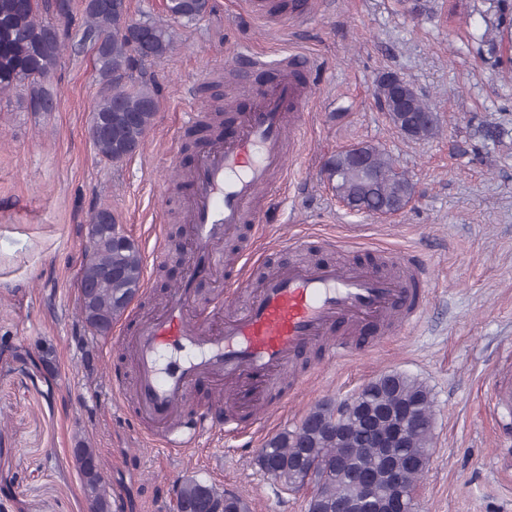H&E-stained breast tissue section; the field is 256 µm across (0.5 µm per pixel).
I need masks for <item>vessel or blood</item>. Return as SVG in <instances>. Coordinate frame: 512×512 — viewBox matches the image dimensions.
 <instances>
[{
  "label": "vessel or blood",
  "instance_id": "vessel-or-blood-1",
  "mask_svg": "<svg viewBox=\"0 0 512 512\" xmlns=\"http://www.w3.org/2000/svg\"><path fill=\"white\" fill-rule=\"evenodd\" d=\"M300 2L246 0L245 7L267 19L296 10ZM271 65L280 78L256 86L231 134L209 143L197 158L186 211V281L169 291L159 316L120 338L132 378L117 383L115 391L121 398L133 393L140 419L164 430L166 448H189L219 423L234 432L256 421L272 406L271 386L302 353L319 347L325 360H345L423 318L427 276L408 254L384 256L382 264L394 268L390 274L382 264L334 262L278 266L257 279L237 273L235 286L251 289L253 296L218 324L212 318L221 300L208 307L198 303L195 280L221 273L225 241L240 225L257 222V200L273 171L286 165L285 140L303 125L310 58L292 53ZM214 377L223 378L229 393L223 419L207 411L179 421L182 403ZM494 393L500 406H512V365L500 370Z\"/></svg>",
  "mask_w": 512,
  "mask_h": 512
}]
</instances>
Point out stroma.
Instances as JSON below:
<instances>
[{"label": "stroma", "mask_w": 512, "mask_h": 512, "mask_svg": "<svg viewBox=\"0 0 512 512\" xmlns=\"http://www.w3.org/2000/svg\"><path fill=\"white\" fill-rule=\"evenodd\" d=\"M307 16L277 24L244 0H210L173 24L172 52L148 66L158 111L140 151L113 164L88 135L97 102L95 53L83 42L84 0L59 20L69 40L50 112L0 99V512H87L71 450L98 448L113 512H174L176 489L196 478L237 492L251 512H307L249 454L296 428L315 406L358 392L384 373L418 378L433 399V450L413 512H512V411H493L489 384L512 352V46L489 54L481 35L512 33V0H310ZM305 53L314 63L306 135L265 191L259 225H244L246 258L287 265L295 240L309 258L405 252L429 273L422 324L350 360L322 367L301 389L281 385L278 410L237 438L202 435L179 454L133 440V399L114 402L129 360L78 310L89 219L111 208L138 247L143 288L120 323L158 312L184 266L156 258L157 238H186L172 158L192 166L199 147L182 124L206 107L205 90L252 85L240 50ZM387 71L410 80L438 112L440 133L403 137L374 97ZM368 143L410 176L416 200L381 217L340 203L324 170L346 147Z\"/></svg>", "instance_id": "obj_1"}]
</instances>
